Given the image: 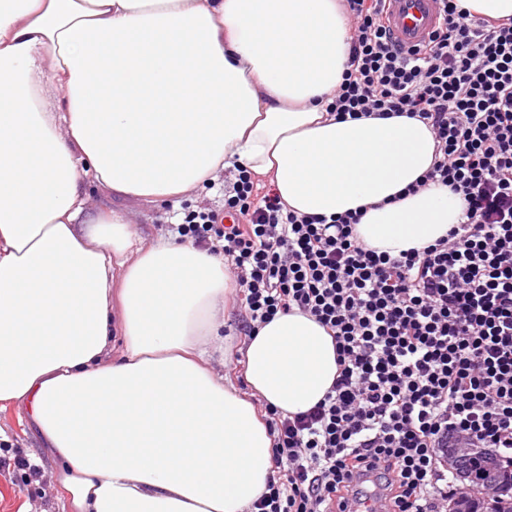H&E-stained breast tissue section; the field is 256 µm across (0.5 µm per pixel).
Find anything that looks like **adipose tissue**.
<instances>
[{"mask_svg":"<svg viewBox=\"0 0 512 512\" xmlns=\"http://www.w3.org/2000/svg\"><path fill=\"white\" fill-rule=\"evenodd\" d=\"M340 0H0V410L23 407L72 512H251L285 415L337 375L326 329L276 315L246 346L248 393L211 359L232 281L192 242L144 240L86 185L179 200L242 164L297 213L356 209L390 255L458 223L430 128L337 120Z\"/></svg>","mask_w":512,"mask_h":512,"instance_id":"obj_1","label":"adipose tissue"}]
</instances>
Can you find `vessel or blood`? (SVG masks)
I'll return each instance as SVG.
<instances>
[{
	"label": "vessel or blood",
	"instance_id": "obj_1",
	"mask_svg": "<svg viewBox=\"0 0 512 512\" xmlns=\"http://www.w3.org/2000/svg\"><path fill=\"white\" fill-rule=\"evenodd\" d=\"M393 39L411 47L428 41L440 22V0H383Z\"/></svg>",
	"mask_w": 512,
	"mask_h": 512
}]
</instances>
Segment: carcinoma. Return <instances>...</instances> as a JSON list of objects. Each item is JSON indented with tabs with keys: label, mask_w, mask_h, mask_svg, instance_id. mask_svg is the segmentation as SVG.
Returning a JSON list of instances; mask_svg holds the SVG:
<instances>
[{
	"label": "carcinoma",
	"mask_w": 512,
	"mask_h": 512,
	"mask_svg": "<svg viewBox=\"0 0 512 512\" xmlns=\"http://www.w3.org/2000/svg\"><path fill=\"white\" fill-rule=\"evenodd\" d=\"M448 462L468 481L448 512H454L459 499L467 502L472 512H512V466L505 467L493 456L474 450L462 457L456 453Z\"/></svg>",
	"instance_id": "1"
}]
</instances>
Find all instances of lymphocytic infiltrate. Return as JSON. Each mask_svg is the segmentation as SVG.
<instances>
[{
  "instance_id": "obj_1",
  "label": "lymphocytic infiltrate",
  "mask_w": 512,
  "mask_h": 512,
  "mask_svg": "<svg viewBox=\"0 0 512 512\" xmlns=\"http://www.w3.org/2000/svg\"><path fill=\"white\" fill-rule=\"evenodd\" d=\"M346 4L349 58L328 111L422 119L436 150L418 184L460 194L462 222L393 257L359 239L361 212L285 210L240 165L223 213L190 212L178 230L223 254L244 290L247 334L296 309L336 347L319 403L287 417L265 410L272 474L257 512H355L374 478L378 512H448L449 449L512 464V17L441 0L428 45L406 52L379 0Z\"/></svg>"
}]
</instances>
